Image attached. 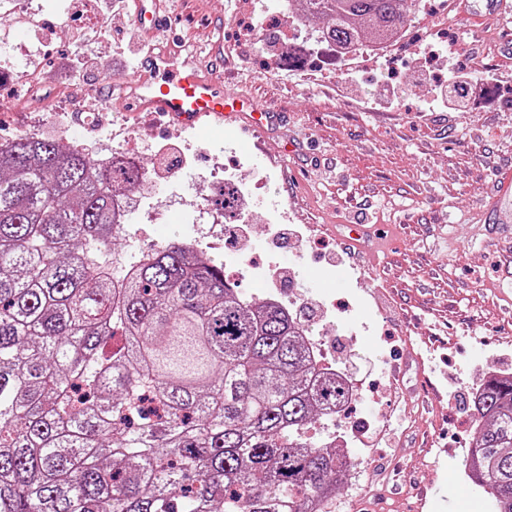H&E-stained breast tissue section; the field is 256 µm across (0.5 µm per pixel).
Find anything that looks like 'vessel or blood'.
<instances>
[{"label": "vessel or blood", "instance_id": "1", "mask_svg": "<svg viewBox=\"0 0 512 512\" xmlns=\"http://www.w3.org/2000/svg\"><path fill=\"white\" fill-rule=\"evenodd\" d=\"M138 26L145 36H166L167 26L156 0H136ZM142 78L129 85V95L140 112H159L184 128H197L204 120L244 117L250 128L262 130L278 123L279 113L248 100L229 101L224 80L206 72L197 61L180 53L147 52L140 60ZM512 207V173L502 172L497 194L485 206L488 213Z\"/></svg>", "mask_w": 512, "mask_h": 512}]
</instances>
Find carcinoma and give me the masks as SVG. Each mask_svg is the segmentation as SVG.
I'll list each match as a JSON object with an SVG mask.
<instances>
[{"mask_svg": "<svg viewBox=\"0 0 512 512\" xmlns=\"http://www.w3.org/2000/svg\"><path fill=\"white\" fill-rule=\"evenodd\" d=\"M297 2L334 47L420 5ZM146 176L44 137L0 150V512H314L348 464L306 429L354 394L306 356L311 326L242 297L223 262L185 243L123 255L113 196ZM472 398L468 471L512 512V376Z\"/></svg>", "mask_w": 512, "mask_h": 512, "instance_id": "1", "label": "carcinoma"}]
</instances>
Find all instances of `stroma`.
I'll use <instances>...</instances> for the list:
<instances>
[{
	"instance_id": "1",
	"label": "stroma",
	"mask_w": 512,
	"mask_h": 512,
	"mask_svg": "<svg viewBox=\"0 0 512 512\" xmlns=\"http://www.w3.org/2000/svg\"><path fill=\"white\" fill-rule=\"evenodd\" d=\"M508 12L482 13L480 0H422L403 39L379 58L343 62L317 40L319 24L291 20L279 0H161L171 28L166 45L221 59L224 91L251 98L283 122L256 131L208 120L184 129L135 111L113 84L140 71L134 8L106 14L108 50L77 48L70 32L51 40L22 32L27 67L48 72L40 109L25 91L0 92V141L39 131L101 156L120 150L148 168L166 164L132 225L155 245L224 247V274L244 297L277 294L314 325L327 361L361 380L348 415L330 422L345 433L351 471L326 512H417L418 486L430 512H492L464 473L475 433L471 395L487 373H512V240L489 233L485 201L499 172L512 171V0ZM304 41V65L277 59L286 45L259 50L262 30ZM87 78L51 74L76 51ZM464 68L494 74L469 111L432 102L430 85ZM109 92L108 104L90 88ZM235 171L260 183L239 217L247 251L223 226L184 212L181 201L211 210L207 183ZM296 234L273 245L271 218ZM366 224L381 237L345 249L340 225ZM280 263L287 287L263 276Z\"/></svg>"
}]
</instances>
